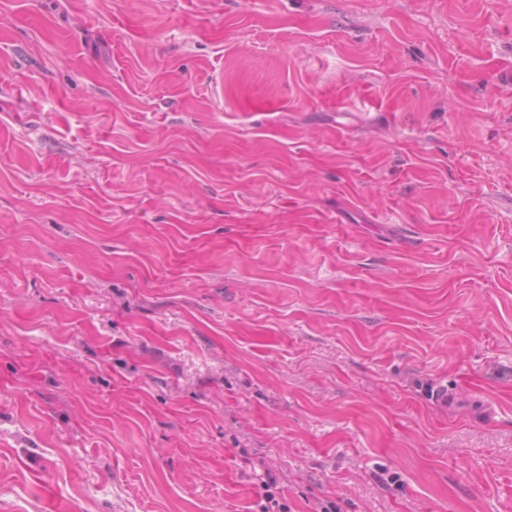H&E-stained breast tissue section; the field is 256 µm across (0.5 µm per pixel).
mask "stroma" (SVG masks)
Returning <instances> with one entry per match:
<instances>
[{
	"mask_svg": "<svg viewBox=\"0 0 512 512\" xmlns=\"http://www.w3.org/2000/svg\"><path fill=\"white\" fill-rule=\"evenodd\" d=\"M512 512V0H0V512ZM261 486L263 494L255 504L258 507L256 512H291L290 506L282 497L281 492L283 491L277 486V482L273 478L262 479Z\"/></svg>",
	"mask_w": 512,
	"mask_h": 512,
	"instance_id": "stroma-1",
	"label": "stroma"
}]
</instances>
